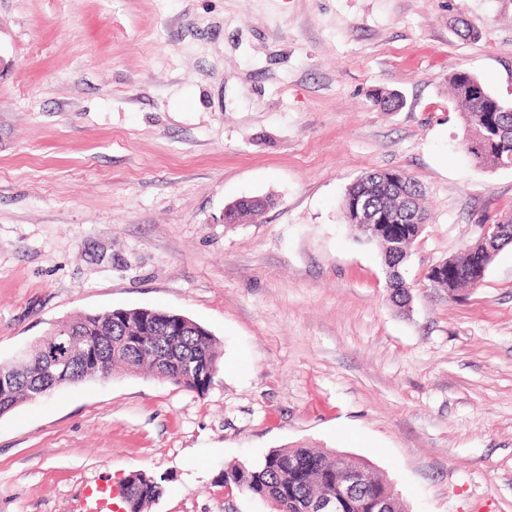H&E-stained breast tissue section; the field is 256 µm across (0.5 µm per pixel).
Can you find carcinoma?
Masks as SVG:
<instances>
[{
  "label": "carcinoma",
  "instance_id": "obj_1",
  "mask_svg": "<svg viewBox=\"0 0 512 512\" xmlns=\"http://www.w3.org/2000/svg\"><path fill=\"white\" fill-rule=\"evenodd\" d=\"M454 97L463 108L467 140L482 141L487 128L496 125L505 139L487 148L477 158L478 165L512 168V102L492 93L474 74L457 70L449 77ZM421 185L404 170H371L358 177L347 189L343 202V220L360 238L377 245L386 270V282L393 303L408 305L413 286L401 275L409 260V246L425 231L414 217L424 216ZM269 201L245 198L224 213V223L235 224L246 216L259 215ZM464 248L452 258L454 267L427 271L424 280L438 288L454 279V291L476 286L479 281L465 274L469 252ZM62 327L75 329L99 349L100 365H119L127 370L145 369L156 374L163 364L173 378L172 384L205 394L214 383L220 354L210 332L199 323L170 313L158 315L155 309H129L121 314L105 312L84 314L66 321ZM44 384L38 356L27 368L0 381V414L12 411L27 401V394ZM135 481L144 487L130 512H144L164 493V477L134 472ZM336 482V460L328 452L304 446L275 448L261 459L227 468L223 484L241 493L266 501H278L283 512H301L308 501L325 494Z\"/></svg>",
  "mask_w": 512,
  "mask_h": 512
}]
</instances>
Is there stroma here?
I'll use <instances>...</instances> for the list:
<instances>
[{"mask_svg": "<svg viewBox=\"0 0 512 512\" xmlns=\"http://www.w3.org/2000/svg\"><path fill=\"white\" fill-rule=\"evenodd\" d=\"M458 69L512 101V0H0V362L113 309L221 349L202 395L117 370L0 416V512H117L139 470L167 478L148 512H272L224 470L302 445L405 512H512V248L458 298L423 280L512 211V169L463 150ZM372 169L424 191L407 311L343 220ZM270 201L245 198L230 206L224 213L226 224H236L246 216H257L268 206Z\"/></svg>", "mask_w": 512, "mask_h": 512, "instance_id": "35a3bbf8", "label": "stroma"}]
</instances>
